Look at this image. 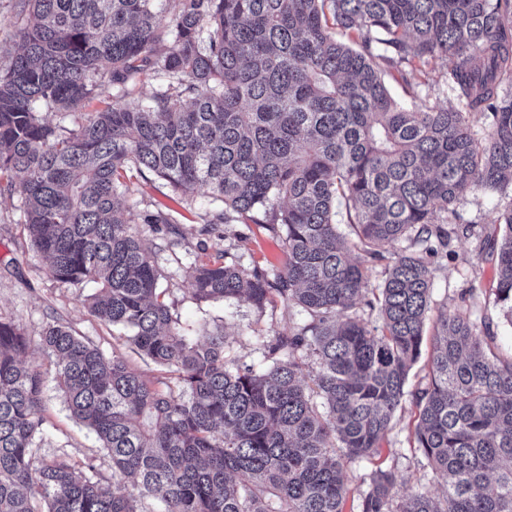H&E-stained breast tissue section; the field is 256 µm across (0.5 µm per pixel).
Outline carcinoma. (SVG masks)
Wrapping results in <instances>:
<instances>
[{
    "label": "carcinoma",
    "mask_w": 512,
    "mask_h": 512,
    "mask_svg": "<svg viewBox=\"0 0 512 512\" xmlns=\"http://www.w3.org/2000/svg\"><path fill=\"white\" fill-rule=\"evenodd\" d=\"M20 51L0 72V193L16 195L32 245L62 284H97L91 314L128 332L174 376L151 381L57 319L40 332L72 419L112 462L34 459L46 377L29 334L0 317V512H343L346 465L380 455L407 396L414 448L446 478L441 496L399 497L380 465L361 512H512V354L476 323L441 311L428 382L406 390L431 312L442 228L475 188H512V0H19ZM170 7L167 28L159 9ZM437 57L468 111L408 108L386 78ZM127 97L143 70L150 103L90 111L98 77ZM81 113L73 128L42 109ZM489 120L486 143L470 115ZM191 198L211 224L259 212L287 262L271 273L199 260L198 301L279 297L307 320L268 345L256 370L226 337L181 332L161 272L127 218L128 173ZM343 201L358 243L337 232ZM408 242L370 288L369 264ZM493 294L512 320V207L486 239ZM377 312L372 326L359 314ZM316 371L300 378L303 358Z\"/></svg>",
    "instance_id": "obj_1"
}]
</instances>
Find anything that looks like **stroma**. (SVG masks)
Returning a JSON list of instances; mask_svg holds the SVG:
<instances>
[{
    "label": "stroma",
    "instance_id": "35a3bbf8",
    "mask_svg": "<svg viewBox=\"0 0 512 512\" xmlns=\"http://www.w3.org/2000/svg\"><path fill=\"white\" fill-rule=\"evenodd\" d=\"M448 66V59H433L421 72L415 73L413 87H406L403 80L396 79L391 81V89L409 106L424 102L440 107L454 106L457 103L454 94L439 82ZM19 205L18 197L0 195V316L26 327L30 337L26 361L42 371L48 380L44 403L47 435L37 454L41 457L65 455L76 461L92 458L100 472L107 475L111 472L110 459L95 436L70 418L53 379V361L40 341L43 325L54 318L68 323L104 353L119 354L147 378L159 377L161 371L112 326L89 314L85 299L94 293V284L73 287L53 280L45 261L31 246ZM127 205L133 227L138 229L163 273L160 287L182 331L199 340L205 329L222 327L232 357L258 369L266 367V342L275 334L287 332L289 327L303 322L304 313L279 299L262 312L234 298L197 301L187 289V271L194 260L207 258L234 261L247 268H283L286 249L282 234L268 225L255 223L249 214L230 224L209 223L206 189H199L193 200L187 201L164 181L148 173L133 176ZM510 207L511 190L501 194L477 189L462 196L456 209L465 229L454 236L452 255L436 258L432 266V310L456 312L475 323L489 322L496 344L505 354L512 352V321L505 317L502 304L496 303L492 294L496 274L492 263L485 259L483 243L499 213ZM161 210L174 215L175 230L163 228L154 232L143 224L145 213ZM473 283L478 286L474 292L469 289ZM415 411L412 403H405L383 446L379 463L358 460L347 466L346 475L351 485H362L379 464L397 472L398 495L418 490L435 496L440 494L442 478L413 446L411 431Z\"/></svg>",
    "mask_w": 512,
    "mask_h": 512
}]
</instances>
